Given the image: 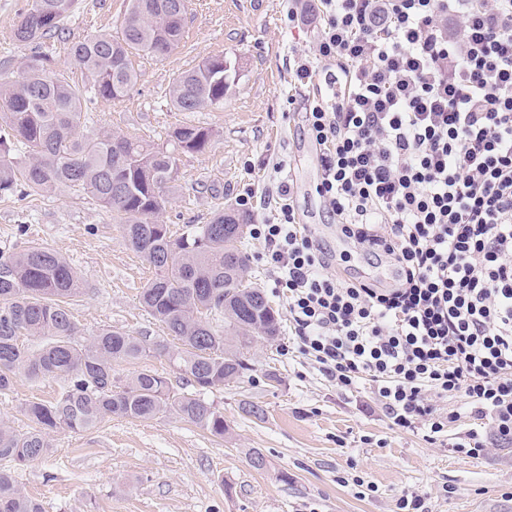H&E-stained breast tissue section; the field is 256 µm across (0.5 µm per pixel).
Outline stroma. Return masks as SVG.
Returning <instances> with one entry per match:
<instances>
[{"mask_svg": "<svg viewBox=\"0 0 512 512\" xmlns=\"http://www.w3.org/2000/svg\"><path fill=\"white\" fill-rule=\"evenodd\" d=\"M31 0H0V72L17 75L28 47L13 29ZM288 0H188L185 34L163 59L137 55L135 88L118 102H88L92 128L168 146L182 124L212 129L203 153L177 156L175 193L165 221L178 232L209 222L251 186L252 223L277 211V186L295 185L301 221L323 232L335 264L353 275L373 270L336 235L313 186L318 160L302 118L310 90L294 83L298 55H313V22L290 23ZM127 0H76L69 34L41 47L56 71L80 80L72 40L96 31H116ZM223 56L231 74L224 104L201 112L173 109L168 88L179 74L209 56ZM26 235H19L18 225ZM41 244L62 254L82 275L85 293L71 313L83 337L111 326L132 335H161L143 309L140 293L152 271L126 246L117 215L74 189L63 196L0 195V251ZM251 275L277 311L275 342L251 351L253 369L214 388L207 401L221 411L228 431L217 438L173 415L148 421L112 417L101 427L51 438L45 458L18 464L0 460V470L43 505L44 512H398L402 495L425 497L430 512H512V446L480 458L449 452L423 432L405 431L370 404L367 382L344 390L328 381L293 348L281 293L259 259L260 241L246 238ZM59 380L18 377L0 394V419L17 430L29 422V400H52ZM264 410L249 417L246 403ZM260 450L267 466L248 464Z\"/></svg>", "mask_w": 512, "mask_h": 512, "instance_id": "obj_1", "label": "stroma"}]
</instances>
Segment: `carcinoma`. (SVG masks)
<instances>
[{
    "label": "carcinoma",
    "instance_id": "cac0c4a2",
    "mask_svg": "<svg viewBox=\"0 0 512 512\" xmlns=\"http://www.w3.org/2000/svg\"><path fill=\"white\" fill-rule=\"evenodd\" d=\"M176 2L128 0L119 31L71 42L80 83L55 71L40 52L67 29L75 0H32L15 26L14 40L32 55L20 75L0 77V193L62 195L78 187L120 215L125 244L154 270L141 304L178 345L110 326L80 339L70 306L86 285L67 259L40 244L0 254V391L11 389L20 373L63 381L53 400L22 407L29 430L0 423V458L36 461L51 452L57 430L88 431L113 416L146 421L173 414L222 438L224 415L204 394L240 378L253 344L280 333L278 314L246 278L241 224L247 215L225 208L176 237L160 221L176 181L175 152H204L212 130L179 126L169 151L82 125L86 99L113 101L134 88L131 57L161 59L182 41L184 10ZM228 80L224 57H208L173 80L170 104L179 112L217 108ZM17 142L30 149L24 161L13 156ZM23 336L41 344L34 348ZM152 353L169 358L178 381L147 368L125 381L116 377V365ZM0 512L43 507L0 470Z\"/></svg>",
    "mask_w": 512,
    "mask_h": 512
}]
</instances>
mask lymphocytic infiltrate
Returning <instances> with one entry per match:
<instances>
[{
    "label": "lymphocytic infiltrate",
    "instance_id": "obj_1",
    "mask_svg": "<svg viewBox=\"0 0 512 512\" xmlns=\"http://www.w3.org/2000/svg\"><path fill=\"white\" fill-rule=\"evenodd\" d=\"M314 57L348 85L311 98L317 194L393 282L342 276L281 181L254 225L298 351L337 386L368 381L393 424L476 458L512 444V0H319ZM459 27H450L452 18ZM464 399L474 427L450 433Z\"/></svg>",
    "mask_w": 512,
    "mask_h": 512
}]
</instances>
